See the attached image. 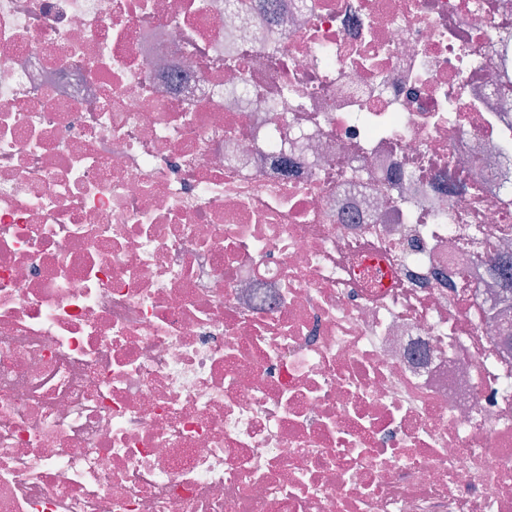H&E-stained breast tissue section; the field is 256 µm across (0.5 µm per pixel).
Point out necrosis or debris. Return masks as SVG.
<instances>
[{
	"label": "necrosis or debris",
	"mask_w": 512,
	"mask_h": 512,
	"mask_svg": "<svg viewBox=\"0 0 512 512\" xmlns=\"http://www.w3.org/2000/svg\"><path fill=\"white\" fill-rule=\"evenodd\" d=\"M512 0H0V512H512Z\"/></svg>",
	"instance_id": "4bbe7bcc"
}]
</instances>
